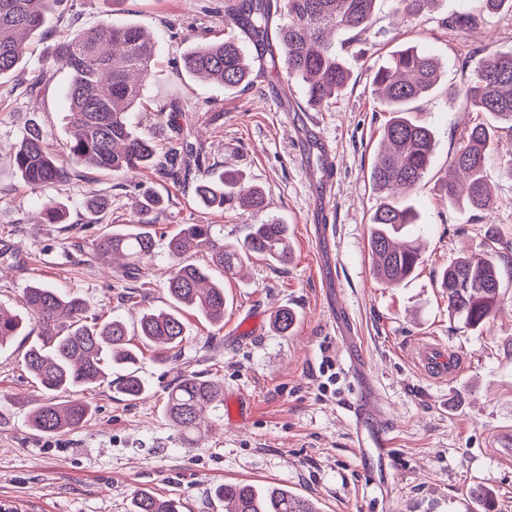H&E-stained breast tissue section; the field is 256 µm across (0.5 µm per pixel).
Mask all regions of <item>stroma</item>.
I'll list each match as a JSON object with an SVG mask.
<instances>
[{"mask_svg": "<svg viewBox=\"0 0 512 512\" xmlns=\"http://www.w3.org/2000/svg\"><path fill=\"white\" fill-rule=\"evenodd\" d=\"M394 0H377L374 23L344 52L352 78L325 106L310 108L295 93L280 108L262 81L232 93L189 78L181 69L188 47L223 39L224 0H65L43 32L31 35L25 64L0 78V306L23 314L21 296L42 280L82 298L91 311L135 327L143 310L167 308L165 243L181 224H209L217 242L244 240L252 225L273 219L288 226L292 259L255 258L224 279V323L185 312L186 336L176 357L158 360L142 348L140 372L150 386L129 400L101 385L85 392L90 420L46 437L28 424V409L44 392L23 366L31 337L0 349V512H128L141 490L175 498L182 512H224L215 490L225 483L283 484L311 499L320 512H512V462L497 459L488 441L512 428V176L500 159L512 153V129L500 131L489 162L494 206L469 211L449 206L440 179L469 128L481 121L448 99L466 85L475 58L512 51V13L483 16L479 28L455 26L458 13H478L480 0H442L433 11L396 18ZM141 26L155 42V65L143 103L132 114L135 131L168 145L177 134L203 145L213 177L225 170L261 186L257 213L199 207L190 193L142 172L137 181L86 171L52 188L34 189L13 167L14 147L29 126L51 130L55 149L66 141L64 96L68 73L40 76L66 34L102 21ZM414 46L443 62L439 88L416 102L410 118L435 138L428 175L402 198L417 211L403 230L423 247L415 274L397 288L382 285L368 256L370 217L381 199L366 173L389 118L380 111L368 70L392 52ZM176 108L177 128L159 109ZM326 140L336 161L335 193H324L318 149ZM161 196L153 228L155 256L139 303L126 300L135 280L98 258L93 244L107 232L86 221L85 202L112 199L111 220L128 223L139 190ZM50 200L63 202L66 224H41ZM499 240L502 299L489 325L477 330L450 320L439 275L462 255L484 253ZM298 314L292 333L270 321L279 308ZM446 345L462 364L458 376L437 383L411 359L421 338ZM331 357L335 392L322 390L319 366ZM218 379L228 397L243 396L247 418L228 420L226 405L209 411L212 433L184 447L162 414L167 392L181 375ZM381 404L395 445L397 491L386 503L365 487L350 446V410Z\"/></svg>", "mask_w": 512, "mask_h": 512, "instance_id": "1", "label": "stroma"}]
</instances>
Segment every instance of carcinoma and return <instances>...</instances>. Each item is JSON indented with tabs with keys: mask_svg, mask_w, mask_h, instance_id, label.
Segmentation results:
<instances>
[{
	"mask_svg": "<svg viewBox=\"0 0 512 512\" xmlns=\"http://www.w3.org/2000/svg\"><path fill=\"white\" fill-rule=\"evenodd\" d=\"M62 0H0V78L23 60L21 43L41 30ZM441 0H396L395 14L413 16L432 11ZM376 0H225L224 19L251 37L267 53L276 76L299 82L311 106H321L339 95L351 80L343 56L349 46L345 35L370 28ZM154 55L151 37L134 24L107 21L91 30H77L61 42L53 61L42 66L38 80L56 66L69 73L66 92L69 166L58 164L51 134L34 125L15 147L19 176L32 188L64 183L70 169L87 168L120 175L152 167L178 184L195 183L199 206L224 211L264 208L265 192L245 186L235 172L216 179L195 181L207 160L203 148L187 140L171 144L156 155L153 140L137 134L130 115L141 104L142 82ZM191 78L216 83L230 91L251 84V65L244 42L235 36L193 45L183 57ZM442 63L417 47L394 51L370 74L382 111L390 113L382 131L377 160L367 179L383 202L370 219L368 246L376 275L389 287L410 278L422 263L413 240L398 241L404 226L414 224L412 207L395 194L414 188L427 174L434 149L432 131L411 121L412 104L429 97L439 86ZM462 104L488 115L463 137L451 158L441 187L448 203L469 210L492 204L487 170L498 147L500 124H512V51L475 60L472 78L463 90ZM136 219L103 235L96 252L124 258L126 275L134 278L154 256L151 231L161 198L145 192L133 202ZM498 239H491L483 255L458 258L444 268L440 286L448 298L449 317L472 329L489 324L501 300V275L496 257ZM170 266L165 280L168 308L144 311L134 332L119 319L90 312L78 297L55 286L34 282L24 289L23 307L37 328L36 340L24 354V366L49 398L34 403L29 425L46 436L66 434L92 414L91 404L60 395L108 385L127 399L145 395L148 383L140 374V358L131 348L130 335L154 348L157 358L181 347L185 336L183 311L192 309L213 325L224 323V281L214 276L233 273L253 256L286 264L292 250L288 225L254 224L240 243L218 245L209 224H184L169 238ZM193 250L206 251L211 260L199 265L189 260ZM297 321L283 308L273 316L274 328L288 333ZM24 330L23 319L0 307V348ZM117 370L123 371L112 377ZM224 402L223 385L186 374L166 395L163 412L183 443L192 445L202 432L205 412ZM224 512H320L316 504L286 486L257 488L225 484L216 490ZM177 499H160L149 491L133 496L129 512H180Z\"/></svg>",
	"mask_w": 512,
	"mask_h": 512,
	"instance_id": "cac0c4a2",
	"label": "carcinoma"
}]
</instances>
